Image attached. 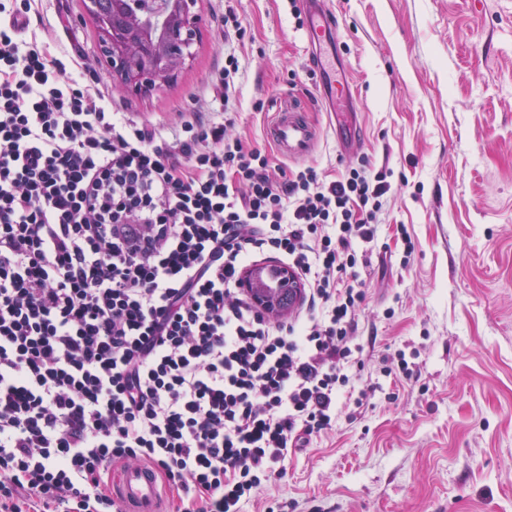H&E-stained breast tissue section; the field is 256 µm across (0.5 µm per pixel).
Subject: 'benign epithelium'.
I'll use <instances>...</instances> for the list:
<instances>
[{"mask_svg":"<svg viewBox=\"0 0 512 512\" xmlns=\"http://www.w3.org/2000/svg\"><path fill=\"white\" fill-rule=\"evenodd\" d=\"M112 0V14L100 11L99 0H85L100 33V55L124 89L140 92L168 82L192 55L200 30L196 0ZM245 295L264 314L283 318L301 303L303 289L296 273L276 268L271 278L262 268L243 274Z\"/></svg>","mask_w":512,"mask_h":512,"instance_id":"benign-epithelium-1","label":"benign epithelium"}]
</instances>
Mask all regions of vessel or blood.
<instances>
[{"label":"vessel or blood","instance_id":"vessel-or-blood-1","mask_svg":"<svg viewBox=\"0 0 512 512\" xmlns=\"http://www.w3.org/2000/svg\"><path fill=\"white\" fill-rule=\"evenodd\" d=\"M303 2L306 15L304 33L317 77V91L330 111L349 110L353 101L350 82L326 71L322 64L325 51L335 50L337 46V18L326 7L325 0ZM267 136L286 155L308 153L314 138L302 115L288 108L276 112L267 128ZM112 494L121 502L123 512H165L166 488L152 466L141 463L126 465L112 486Z\"/></svg>","mask_w":512,"mask_h":512}]
</instances>
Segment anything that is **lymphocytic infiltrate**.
<instances>
[{
    "label": "lymphocytic infiltrate",
    "mask_w": 512,
    "mask_h": 512,
    "mask_svg": "<svg viewBox=\"0 0 512 512\" xmlns=\"http://www.w3.org/2000/svg\"><path fill=\"white\" fill-rule=\"evenodd\" d=\"M31 10L0 0V512H121L109 472L132 462L175 512H241L362 403L357 268L387 173L276 175L235 133L232 50L221 119L158 133L27 39ZM270 254L302 283L284 323L242 290Z\"/></svg>",
    "instance_id": "1"
}]
</instances>
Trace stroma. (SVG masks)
<instances>
[{
    "label": "stroma",
    "mask_w": 512,
    "mask_h": 512,
    "mask_svg": "<svg viewBox=\"0 0 512 512\" xmlns=\"http://www.w3.org/2000/svg\"><path fill=\"white\" fill-rule=\"evenodd\" d=\"M338 64L355 91L348 142L316 96L294 10L301 0H233L247 37L237 133L291 171L391 174L381 232L359 266L361 407L293 449L242 512H512V0H328ZM202 27L171 82L123 90L99 63L84 0H41L30 31L88 60L112 107L164 131L216 107L224 0H197ZM300 104L304 157L265 134ZM413 243L404 256L396 235ZM405 353L419 371L386 377Z\"/></svg>",
    "instance_id": "stroma-1"
}]
</instances>
